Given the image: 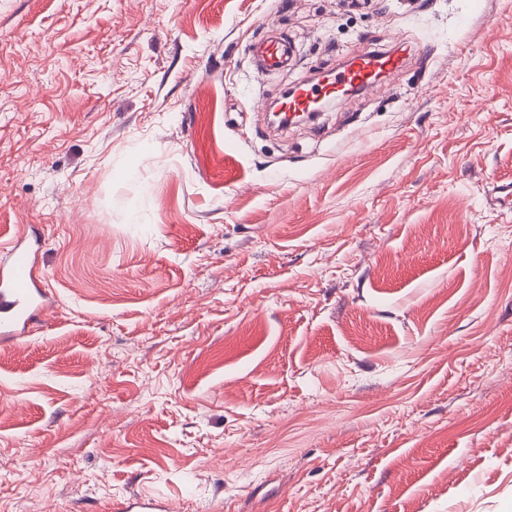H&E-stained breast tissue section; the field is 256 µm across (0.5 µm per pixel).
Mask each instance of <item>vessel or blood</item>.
I'll return each instance as SVG.
<instances>
[{"label":"vessel or blood","mask_w":512,"mask_h":512,"mask_svg":"<svg viewBox=\"0 0 512 512\" xmlns=\"http://www.w3.org/2000/svg\"><path fill=\"white\" fill-rule=\"evenodd\" d=\"M249 52L258 63V73L266 74L287 65L291 45L284 38L266 40L250 45ZM402 64V56L394 52H360L342 71L320 81L317 87H299L282 97L279 107L287 115L313 112L317 102L340 101L349 91L371 89L378 75L394 73ZM39 248V243L30 242L21 231L0 257L1 343L27 337L35 320L52 305L36 262ZM114 512H171V505L162 498L135 496L116 503Z\"/></svg>","instance_id":"1"}]
</instances>
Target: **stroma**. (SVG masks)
I'll list each match as a JSON object with an SVG mask.
<instances>
[{
  "instance_id": "obj_1",
  "label": "stroma",
  "mask_w": 512,
  "mask_h": 512,
  "mask_svg": "<svg viewBox=\"0 0 512 512\" xmlns=\"http://www.w3.org/2000/svg\"><path fill=\"white\" fill-rule=\"evenodd\" d=\"M362 51L406 64L269 126ZM22 227L0 512H512V0H0ZM291 45L285 38L260 41L250 45L249 53L258 63L257 71L266 74L288 64ZM40 243L19 231L0 258V342L27 337L39 316L52 307L36 262ZM115 512H170L171 504L162 498L135 496L113 505Z\"/></svg>"
}]
</instances>
